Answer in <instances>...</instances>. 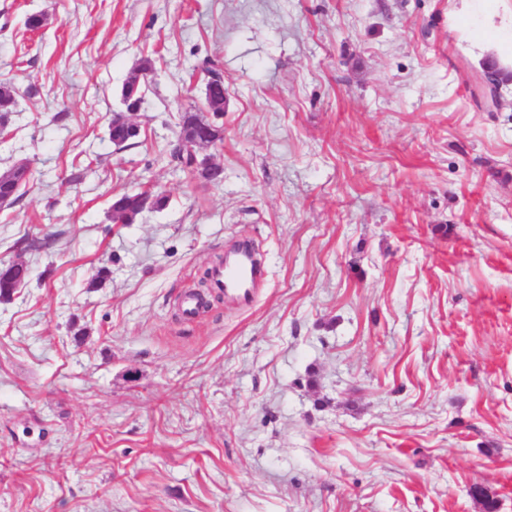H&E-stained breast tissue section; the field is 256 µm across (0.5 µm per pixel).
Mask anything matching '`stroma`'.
I'll list each match as a JSON object with an SVG mask.
<instances>
[{
  "mask_svg": "<svg viewBox=\"0 0 512 512\" xmlns=\"http://www.w3.org/2000/svg\"><path fill=\"white\" fill-rule=\"evenodd\" d=\"M465 12L0 0V172L30 171L0 265L31 270L0 302V512H483L477 483L512 512V82L478 98L498 55ZM205 60L217 185L170 157ZM148 188L165 210L112 223ZM242 239L266 266L247 308L200 284ZM154 69V63L151 58H143L137 67L127 77L121 89V101L125 106L126 112H136L139 110L148 85L139 81V72H150ZM511 76H504L495 71V68L491 63H488L484 67L483 72L478 75L480 84L484 87L487 93V99L491 102L492 106H499L501 104L500 99L496 97V91L498 86L504 81H509ZM118 118L122 120L126 118L124 113H115L108 128V138L110 142L119 148H124L135 144L136 140L140 137V131L137 124H130L126 122L114 121ZM140 129V127H139ZM146 204L144 205V201L141 200L140 194L124 193L116 196L111 200L109 207L112 223H136Z\"/></svg>",
  "mask_w": 512,
  "mask_h": 512,
  "instance_id": "1",
  "label": "stroma"
}]
</instances>
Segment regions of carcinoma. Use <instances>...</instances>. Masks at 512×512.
Instances as JSON below:
<instances>
[{"label": "carcinoma", "mask_w": 512, "mask_h": 512, "mask_svg": "<svg viewBox=\"0 0 512 512\" xmlns=\"http://www.w3.org/2000/svg\"><path fill=\"white\" fill-rule=\"evenodd\" d=\"M153 69V60L143 58L127 77L121 89V101L126 111H138L148 89V85L139 81L138 73L149 72ZM14 103V88L9 84L1 83L0 124L8 121ZM205 104L206 109L214 110V113H212L213 120L210 121L205 116L190 111L183 116L181 140L198 143V146L191 151L178 148L172 151V161L176 162V165L183 170H194L196 155H198L199 150L214 146L223 140V125L217 122V119L224 117V113L220 112V109L224 107V78L215 76L208 80L205 86ZM137 128L138 125L135 123L113 121L109 124L108 138L113 145L119 148L131 146L140 137ZM23 182L24 175L15 168L1 172L0 196L8 199H18L20 197V186ZM144 208V201L141 200L140 195L124 193L111 200L109 212L111 220L115 224H134ZM472 495L481 503L484 512H496L498 500L488 489L477 485L472 488Z\"/></svg>", "instance_id": "1"}]
</instances>
